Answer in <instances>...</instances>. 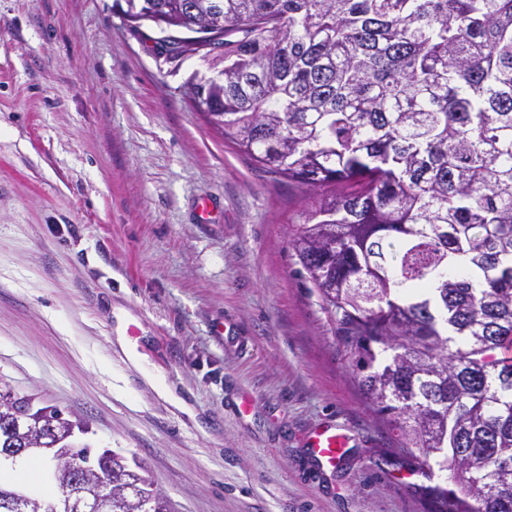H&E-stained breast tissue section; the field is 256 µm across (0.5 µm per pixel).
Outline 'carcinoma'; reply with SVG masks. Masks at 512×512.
Masks as SVG:
<instances>
[{"instance_id":"1","label":"carcinoma","mask_w":512,"mask_h":512,"mask_svg":"<svg viewBox=\"0 0 512 512\" xmlns=\"http://www.w3.org/2000/svg\"><path fill=\"white\" fill-rule=\"evenodd\" d=\"M123 17L216 34L186 95L309 196L290 244L428 512H512V0H124ZM0 387V452L71 454L85 425ZM448 473L456 489L433 483ZM51 491L30 492L53 512ZM108 512H170L151 479Z\"/></svg>"}]
</instances>
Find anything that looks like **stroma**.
<instances>
[{
	"label": "stroma",
	"mask_w": 512,
	"mask_h": 512,
	"mask_svg": "<svg viewBox=\"0 0 512 512\" xmlns=\"http://www.w3.org/2000/svg\"><path fill=\"white\" fill-rule=\"evenodd\" d=\"M114 2L0 0V381L173 512H424L299 274L304 194L191 106L208 60ZM330 421L353 437L335 469L303 446Z\"/></svg>",
	"instance_id": "35a3bbf8"
}]
</instances>
